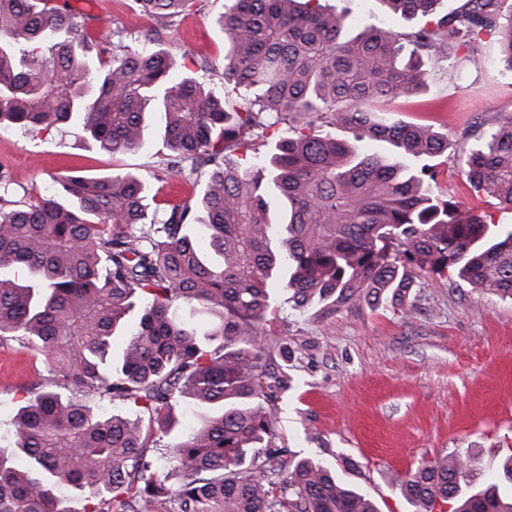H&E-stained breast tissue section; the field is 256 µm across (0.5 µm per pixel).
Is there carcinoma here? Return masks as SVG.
I'll return each instance as SVG.
<instances>
[{
  "label": "carcinoma",
  "instance_id": "obj_1",
  "mask_svg": "<svg viewBox=\"0 0 512 512\" xmlns=\"http://www.w3.org/2000/svg\"><path fill=\"white\" fill-rule=\"evenodd\" d=\"M379 2L419 22L353 33L323 0H229L216 20L228 43L216 78L242 100L230 106L172 74L165 49L107 54L91 17L66 2L0 0V123L48 131L77 121L116 154L142 147L154 103L170 170L194 184L207 168L202 193L162 220L149 212L148 178L130 170L62 175L55 194L34 187L19 204L0 195V344L18 342L49 375L19 389L22 406L0 432V512H71L74 493L83 512H378L327 466L273 443L262 378L274 375V353L288 358L267 328L274 289L299 314L402 306L414 262L512 299V229H491L454 189L435 195L432 161L448 137L389 108L428 89L434 62L483 68L484 36L499 37L512 74V3L460 0L437 16L438 0ZM132 3L166 28L194 0ZM283 121L293 136L278 135ZM316 125L346 136L314 134ZM255 129L268 152L233 157ZM476 132L480 144L453 159L462 185L512 209V113H479L462 138ZM364 140L390 154L360 152ZM179 302L208 316L204 331ZM137 305L115 362L112 338ZM87 394L130 412L100 414ZM180 403L198 419L153 468L146 425L169 427ZM476 465L470 454L424 461L400 490L416 512H512V491L500 492L512 486V449L497 480L470 493Z\"/></svg>",
  "mask_w": 512,
  "mask_h": 512
}]
</instances>
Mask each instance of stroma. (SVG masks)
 <instances>
[{
    "label": "stroma",
    "instance_id": "35a3bbf8",
    "mask_svg": "<svg viewBox=\"0 0 512 512\" xmlns=\"http://www.w3.org/2000/svg\"><path fill=\"white\" fill-rule=\"evenodd\" d=\"M94 17L111 48L165 47L175 74L209 83L222 68L228 44L216 23L225 0H195L190 12L162 29L131 9V0H68ZM353 31L371 25L404 29L378 0H329ZM491 63L477 70L458 60L436 71L426 92L397 101L402 119L434 124L457 154L461 132L476 113H512V75L492 60L495 37H484ZM162 113H154L144 148L101 150L74 125L31 131L0 127V175L6 197L25 200L31 188L53 194L54 179L76 169L104 175L115 169L167 178L159 197L180 201L192 185L168 174ZM287 339L292 357L277 367L281 380L268 403L275 443L295 458L335 468L339 478L366 492L379 512H413L399 488L421 462L454 453L479 460L476 483L500 468L512 450V300L477 292L455 269L422 273L411 304L360 305L330 318L278 306L270 323ZM36 361L17 342L0 345V425L9 426L18 390L37 377Z\"/></svg>",
    "mask_w": 512,
    "mask_h": 512
}]
</instances>
